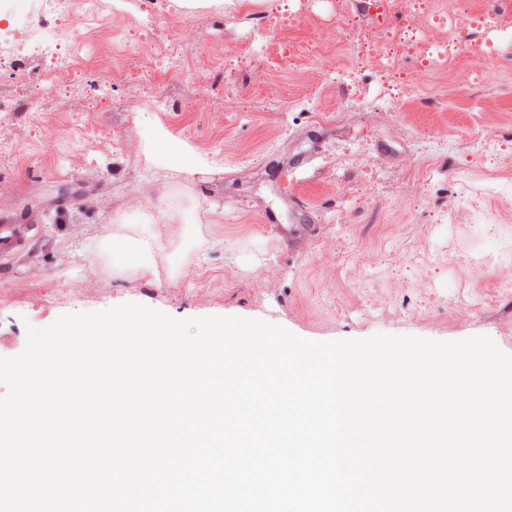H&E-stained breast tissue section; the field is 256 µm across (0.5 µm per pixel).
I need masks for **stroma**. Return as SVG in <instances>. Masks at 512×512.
I'll list each match as a JSON object with an SVG mask.
<instances>
[{
	"instance_id": "35a3bbf8",
	"label": "stroma",
	"mask_w": 512,
	"mask_h": 512,
	"mask_svg": "<svg viewBox=\"0 0 512 512\" xmlns=\"http://www.w3.org/2000/svg\"><path fill=\"white\" fill-rule=\"evenodd\" d=\"M451 2L425 0L386 29L433 41L432 66L401 59L404 117L390 109L387 60L356 64V48L336 39L335 0L197 10L208 68L192 78L174 73L186 52L167 23L177 0H139L112 50L145 43L146 70L109 82L83 47L59 86L63 112L21 109L50 59L1 62L0 101L11 109L0 112V238L17 248L0 250V289L17 298L0 307V336L22 348L27 326L132 302L178 319H258L316 341L486 336L512 355V175L486 176L512 158V44L500 40L499 0H474L458 35L487 59L447 63ZM274 39L295 41L293 56L237 59ZM44 117L63 131L51 145ZM147 122L199 155L205 172L153 166L136 146ZM184 209L198 213L205 248L177 274ZM142 224L152 227V274L112 275L87 248ZM464 262L470 270L457 275ZM92 275L96 294H60Z\"/></svg>"
}]
</instances>
